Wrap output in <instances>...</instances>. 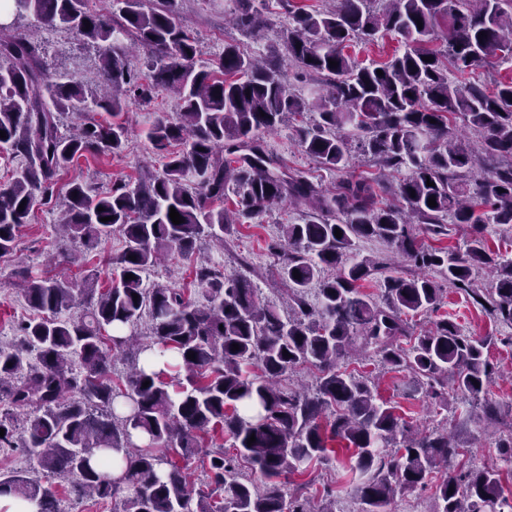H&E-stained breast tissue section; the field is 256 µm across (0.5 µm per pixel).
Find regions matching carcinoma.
Segmentation results:
<instances>
[{
  "mask_svg": "<svg viewBox=\"0 0 512 512\" xmlns=\"http://www.w3.org/2000/svg\"><path fill=\"white\" fill-rule=\"evenodd\" d=\"M181 2L156 0L146 11L143 0H112L110 16L87 10L86 0L6 4L16 18L31 13L96 44L101 90L88 96L78 83L50 81L41 45L0 23V148L27 161L0 184V253L53 200L60 172L81 157L125 148L127 132L117 121L83 120L61 132L63 110L117 117L127 94L145 96L153 87L176 92L182 107L174 118L156 117L146 133L165 159L161 174L115 183L105 194L78 180L68 184L61 227L70 238L89 249L114 229L127 239L112 260L118 281L102 290L94 277L79 284L21 278L28 306L52 317L22 323L20 342L0 346V447L18 439L31 455L25 471L0 474V496L58 512L48 478L74 475V498L110 499L119 512H336L332 491L314 508L303 486L289 489L286 479L326 460L334 452L329 443L339 440L353 449L361 512H390L396 493L426 485L460 457V473L436 486L437 512L512 510L503 495L504 478L512 479V422L481 397L497 373L484 353L493 337L468 336L446 317L417 334L409 321L440 309L443 289L422 273L436 269L448 286L512 326V258L492 255L484 239L487 224L512 228V78L490 91L449 77L492 58L512 61V0H382L378 10L374 0H338L330 11L280 0L289 17L282 47L313 76L308 97L290 92L271 67L275 48L260 60L228 42L218 59L196 67L198 42L178 20ZM233 3L242 31L256 36L267 28L253 0ZM440 31L443 49L435 45ZM381 32L399 35L403 52L382 64L360 63L348 52ZM132 44L147 52L148 71L129 62ZM309 112L312 121L296 129L298 145L323 166L346 162L355 143L379 169L407 175L395 185L353 177L326 191L288 171L259 132ZM459 123L476 145L457 137ZM229 192L232 209L224 207ZM284 202L300 218L280 225L269 245L279 265L278 304L263 303L251 278L224 275L207 261L193 267L198 300L144 284L143 274L168 250L190 255L204 235L222 246L234 225ZM172 207L182 223H172ZM415 223L434 237L465 224L470 237L456 251L425 247ZM369 238L419 272L385 276L376 298L363 293L360 282L391 266L389 258L355 256L356 243ZM483 267L497 271L492 288L476 284ZM78 297L86 313L57 319ZM145 312L146 336L137 331ZM357 342L381 369L407 372L412 392L436 400L449 383L486 421L505 426L499 448L507 470L477 465L471 446L448 429L422 433L379 401L375 377L340 364ZM156 349L171 354L167 382L146 368ZM112 352L134 357L122 388L108 373ZM300 366L315 370V381L282 388L280 377ZM218 430L234 453L209 456L208 484L220 497L212 503L192 493L184 470L161 449L188 457ZM100 450L109 451L106 462L118 477L105 478L91 462ZM247 465L261 481L240 474Z\"/></svg>",
  "mask_w": 512,
  "mask_h": 512,
  "instance_id": "carcinoma-1",
  "label": "carcinoma"
}]
</instances>
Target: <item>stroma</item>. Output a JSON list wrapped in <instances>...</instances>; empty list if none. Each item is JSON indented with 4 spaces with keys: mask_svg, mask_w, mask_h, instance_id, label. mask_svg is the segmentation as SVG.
I'll return each instance as SVG.
<instances>
[{
    "mask_svg": "<svg viewBox=\"0 0 512 512\" xmlns=\"http://www.w3.org/2000/svg\"><path fill=\"white\" fill-rule=\"evenodd\" d=\"M258 7L268 18V26L259 37H244L232 23L233 0H183L180 23L197 38L200 61L209 62L224 50L225 42L238 41L241 49L250 55L266 53L288 26V15L277 0H260ZM19 30L40 42L45 49L44 59L50 77L56 82H80L85 88L95 86L98 74V57L75 32L61 28L44 27L32 14H25L17 21ZM180 99L166 89L152 91L148 98L127 97L119 120L127 129L128 144L117 156L100 155L79 159L78 163L59 176L60 183L71 179L83 180L98 192L109 191L119 181L136 179L145 173L158 174L162 161L157 156L144 131L153 114L174 116L180 110ZM268 149L281 157L290 171L301 173L325 189L336 186L359 174L377 176L374 167L362 166L360 159L349 160L344 166L329 169L318 164L299 147L293 123L284 122L277 130L263 133ZM61 201H53L37 210L30 224L25 225L12 253L0 256V345L8 346L19 339V326L32 318L33 313L18 288L15 273L26 269L32 274L79 281L88 273H95L100 287L111 283V259L126 247V239L119 231L102 237L91 253H84L75 240L60 239L56 228ZM299 213L288 205H281L249 221L237 225L232 236L226 237L223 248L210 249L212 266L226 272L238 271V256H245L250 264L248 273L259 287L265 288L266 299H273L267 291L268 281L277 276L275 257L268 245L278 235V227L293 222ZM192 259L183 258L177 250H170L164 259L144 275L151 286L168 288L189 287L192 280ZM441 314L455 321L470 336L491 335L496 339L489 351V358L497 363L501 377L487 388L485 397L503 410H512V328L495 322L480 307L472 304L462 293L453 288L445 289ZM378 396L381 401L395 406L396 411L414 427L429 431L438 427L448 428L461 440H477V459L490 465L498 458V433L485 428L478 412H467L454 390H447L439 401L417 394L406 396L409 381L406 373L378 372ZM308 479L315 490L331 489L336 495V512H360L361 504L355 496L357 477L350 470L345 455L332 457L328 463L312 466L306 477L289 476V486Z\"/></svg>",
    "mask_w": 512,
    "mask_h": 512,
    "instance_id": "35a3bbf8",
    "label": "stroma"
}]
</instances>
